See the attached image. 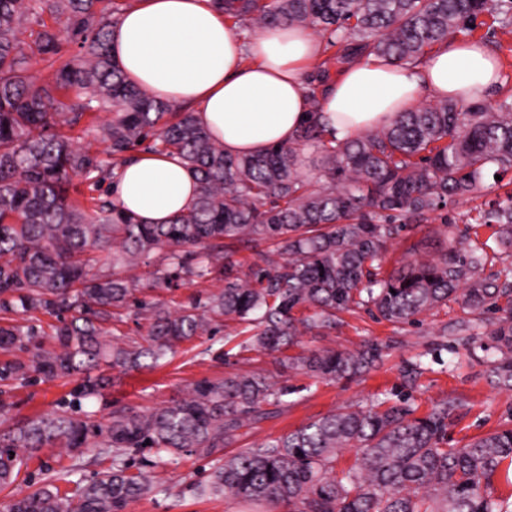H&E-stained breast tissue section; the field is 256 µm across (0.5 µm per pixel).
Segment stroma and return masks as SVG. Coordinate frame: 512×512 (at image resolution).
Instances as JSON below:
<instances>
[{
  "instance_id": "35a3bbf8",
  "label": "stroma",
  "mask_w": 512,
  "mask_h": 512,
  "mask_svg": "<svg viewBox=\"0 0 512 512\" xmlns=\"http://www.w3.org/2000/svg\"><path fill=\"white\" fill-rule=\"evenodd\" d=\"M468 208L465 202L449 206L448 224L435 221L401 232L388 249L384 271H392L408 261L407 249L413 244L418 247L417 258L437 256L449 238L462 231L458 217ZM467 319V313L453 302L428 313L416 325L395 326L377 320L364 309L355 314H342L335 329L319 336L300 337L292 348L293 353L353 349L368 341L388 346L389 353L383 364L364 378L335 383L280 370L273 357L267 355L253 352L249 357H240L242 336L225 335L219 327L212 335L180 345L158 367L120 374L109 398L135 408L156 407L180 397L187 385L197 379L220 378L240 369H263L278 374L280 382L291 388V404L286 412L272 414L259 422L246 436V443L280 436L341 405L362 404L383 395L392 399L408 395L421 415L444 398L460 397L462 405L448 430L452 444L460 446L475 436L512 425V390L491 383L485 364L469 358L461 345L460 326ZM208 347L213 352L229 353V361L217 363L211 355H205ZM420 354L429 357L427 370L414 378L405 376L404 362ZM68 389V384L61 380L37 382L12 389L8 398L15 402L17 416H34L51 411L55 401ZM206 466L205 460L194 456L163 466L160 476L172 486V495L141 499L131 505L130 512H246L245 505L222 499H199L189 492V483L200 479Z\"/></svg>"
}]
</instances>
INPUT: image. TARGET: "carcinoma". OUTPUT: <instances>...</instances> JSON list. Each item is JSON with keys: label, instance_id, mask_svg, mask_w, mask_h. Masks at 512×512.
<instances>
[{"label": "carcinoma", "instance_id": "obj_1", "mask_svg": "<svg viewBox=\"0 0 512 512\" xmlns=\"http://www.w3.org/2000/svg\"><path fill=\"white\" fill-rule=\"evenodd\" d=\"M227 18L257 27L316 29L337 48L400 64L460 34L472 40L481 16L512 32V0H214ZM120 0H0V382L65 379L67 396L44 415L17 419L0 399V488L13 485L33 453L63 448L73 463L14 498L6 512H129L135 501L170 488L137 466L184 456L208 461L191 484L200 499L222 497L261 512H512V493L494 495L503 465L512 468V426L457 447L448 427L457 397L415 415L410 398L341 406L278 437L241 445L246 430L290 406L292 391L264 371H236L191 382L179 399L148 410L112 406L99 417L83 401L104 400L112 371L153 367L217 322L251 326L245 349L281 352L307 334L336 327L339 315L366 309L393 325L416 324L453 301L486 326L494 382L512 388V180L503 193L464 214V235L435 258L382 271L400 232L448 223L458 199L486 195L485 172L512 171V85L493 108L438 99L344 140H326L315 121L295 142L258 155L224 153L206 128L174 100L131 85L109 51ZM77 42L66 57L62 33ZM52 70L47 80L29 64ZM97 126L111 162L75 145L81 121ZM178 156L198 181L193 206L166 224H143L108 197L71 196L72 178L91 191L115 177L138 143ZM322 153L320 175L304 176L303 150ZM497 226L495 282L480 272L490 259L470 238ZM242 251L255 256L243 265ZM145 266L144 276L127 271ZM153 288L203 282L221 287L173 311L138 300ZM509 297L508 306L498 298ZM131 306L148 320L142 340L107 336L104 324ZM56 319L53 345L16 316ZM386 347L287 356L282 367L325 380L351 379L382 363ZM355 449L350 465L339 454ZM91 454L104 468L72 481ZM74 483L61 491L58 482Z\"/></svg>", "mask_w": 512, "mask_h": 512}]
</instances>
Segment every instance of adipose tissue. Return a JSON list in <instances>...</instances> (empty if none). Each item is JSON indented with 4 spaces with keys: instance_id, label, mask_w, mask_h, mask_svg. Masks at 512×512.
Returning <instances> with one entry per match:
<instances>
[{
    "instance_id": "ef3b65f1",
    "label": "adipose tissue",
    "mask_w": 512,
    "mask_h": 512,
    "mask_svg": "<svg viewBox=\"0 0 512 512\" xmlns=\"http://www.w3.org/2000/svg\"><path fill=\"white\" fill-rule=\"evenodd\" d=\"M110 51L127 80L193 112L233 156L294 141L310 118L337 138L383 124L423 95L480 99L497 84L496 58L479 43L448 39L419 65L369 56L324 86L311 115L304 69L320 53L309 28L268 26L251 39L214 0H135L113 24ZM199 185L179 158L135 155L112 184L116 208L164 224L195 202Z\"/></svg>"
}]
</instances>
